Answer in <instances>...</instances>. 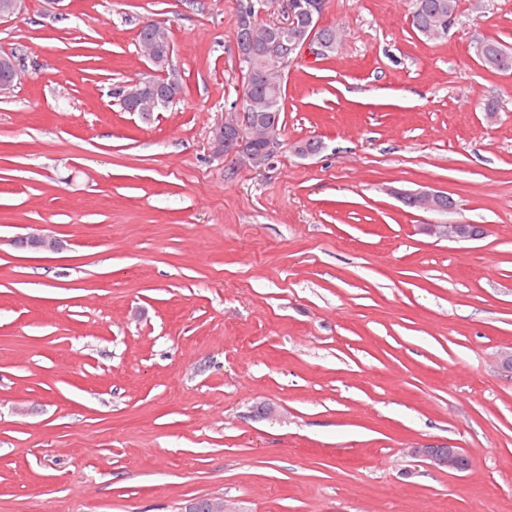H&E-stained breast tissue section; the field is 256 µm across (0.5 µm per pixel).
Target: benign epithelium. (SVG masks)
<instances>
[{
    "mask_svg": "<svg viewBox=\"0 0 512 512\" xmlns=\"http://www.w3.org/2000/svg\"><path fill=\"white\" fill-rule=\"evenodd\" d=\"M316 24L309 22L304 36L291 47V58H296L299 53L307 52L314 58L327 53V46L317 39L315 35ZM142 51L148 60L157 57L170 63L172 54L171 45H163L158 41L145 42ZM216 138L212 140V153L218 157L224 155L246 154L247 148L256 141L264 143V153L272 154L280 145V142L270 137L265 128L259 122L254 112H234L225 119H218L214 124ZM413 205L419 209L431 212H440L439 199L443 193L436 190L418 189L410 192ZM429 233L446 239H471L467 224H430ZM24 248L37 252H56L60 249V241L53 235L43 231L27 234L22 238ZM412 456L430 462L437 468H443L450 472L463 473L470 470L472 462L462 449L453 445H419L409 449Z\"/></svg>",
    "mask_w": 512,
    "mask_h": 512,
    "instance_id": "7a95c632",
    "label": "benign epithelium"
}]
</instances>
